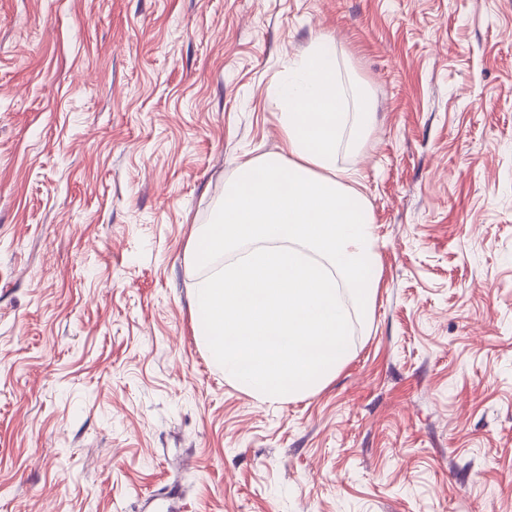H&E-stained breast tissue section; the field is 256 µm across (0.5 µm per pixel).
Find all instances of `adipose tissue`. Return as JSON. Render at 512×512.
<instances>
[{
    "label": "adipose tissue",
    "instance_id": "ef3b65f1",
    "mask_svg": "<svg viewBox=\"0 0 512 512\" xmlns=\"http://www.w3.org/2000/svg\"><path fill=\"white\" fill-rule=\"evenodd\" d=\"M282 145L246 160L224 188L219 214L188 257L208 268L192 293L194 331L240 390L288 402L321 390L349 355V291L362 313L378 281L370 204L356 171L336 165L358 140L370 107L348 108L333 38L317 36L277 80ZM234 260L214 266L224 252Z\"/></svg>",
    "mask_w": 512,
    "mask_h": 512
}]
</instances>
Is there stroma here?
<instances>
[{
  "instance_id": "obj_1",
  "label": "stroma",
  "mask_w": 512,
  "mask_h": 512,
  "mask_svg": "<svg viewBox=\"0 0 512 512\" xmlns=\"http://www.w3.org/2000/svg\"><path fill=\"white\" fill-rule=\"evenodd\" d=\"M321 33L378 288L269 405L188 246ZM0 512H512V0H0Z\"/></svg>"
}]
</instances>
